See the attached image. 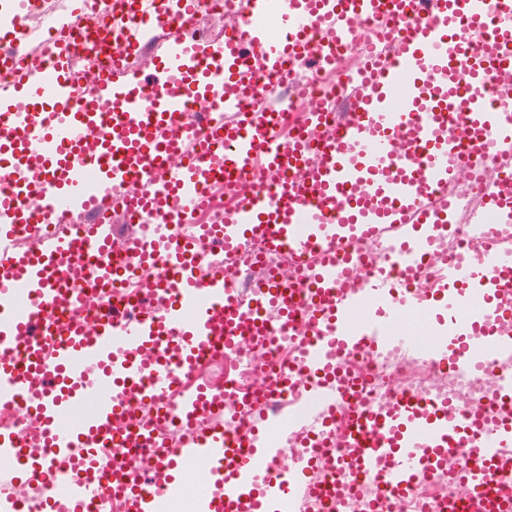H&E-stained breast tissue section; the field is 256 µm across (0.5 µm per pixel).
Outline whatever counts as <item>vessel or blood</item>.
Here are the masks:
<instances>
[{"instance_id": "1", "label": "vessel or blood", "mask_w": 512, "mask_h": 512, "mask_svg": "<svg viewBox=\"0 0 512 512\" xmlns=\"http://www.w3.org/2000/svg\"><path fill=\"white\" fill-rule=\"evenodd\" d=\"M230 2L240 24L220 43L196 35L195 0H181L177 13L154 14L148 26L127 17L120 35L131 46L141 45L152 28L179 31L149 79L127 77L118 58L89 76L70 69L64 36L56 43V64L46 70L29 68L18 56L0 57V65L15 72L11 84L0 86V181L7 185L0 194V405L29 400L33 379L51 384L33 400L46 453L32 469L43 479L45 504L63 496L71 512H88L101 503L105 487L95 480L78 477L62 486L54 475L76 466L80 449L107 446L118 396L160 400L177 389L173 417L194 415L204 397L183 383L198 349L220 355L241 337L264 330L255 313L267 304L280 305L286 322L302 316L313 328L316 339L307 345L299 370L311 376L309 393L323 410L350 399L352 388L344 379L324 375L332 355L385 346L389 320L404 312L388 273L357 274L348 244L390 229L407 255L429 253L443 222L428 207L430 194L447 186L460 168L476 175L489 157L512 155V106H490L484 96L491 72L512 67V0H431L420 17L413 14L415 0ZM270 16L279 21V37L268 32ZM360 21L396 37L399 58L352 86L347 117L337 121L331 137L311 140L329 120L327 112L315 109L303 117L306 137L274 146L275 113L264 103L276 96L288 65L312 54L328 57L331 44L344 41ZM317 27L329 28L333 38L313 53L308 38ZM255 52L263 62L259 73L251 68ZM86 81L94 93L77 99L75 88ZM193 96L209 105L201 132L177 122ZM248 102L260 104V111H244ZM228 111L240 113V120L225 121ZM403 134L411 136L417 157L394 154L392 141ZM187 144L193 147L189 157L170 163L171 154ZM217 151L224 155L220 170L213 165ZM313 152L317 163L306 167ZM258 161L274 169H307V179L281 181L239 202L217 225L215 240L227 252L255 238L274 250L321 252V262L305 271L316 297L306 313L293 286L276 278L257 283L247 307L222 272L199 278V257L178 229L202 205L209 181L223 176L225 190H232L235 177ZM159 169L167 174L162 192L127 202L129 212L152 214L155 235L131 240L127 256H113L112 235L100 224L52 238L32 253L7 248L18 228L38 232L63 214L101 208L112 191ZM489 198L499 211L495 219H477L486 238L482 254L474 260L449 256L441 287L416 301L424 313L440 307L437 321L446 328L441 343L449 359L474 368L482 366L488 350L512 354V335L488 328L512 316V249L502 248L500 240L502 222L512 218V194L497 190ZM79 258L90 268L75 285L71 272ZM155 260L162 276L145 288L144 300L130 302L121 313L103 311L89 328L55 321L61 308L80 306L84 292L111 285L126 263ZM354 276L355 288L349 285ZM475 304L485 313V326L468 319ZM360 308L367 316L359 323L354 314ZM171 342L179 344V357L141 360L145 348ZM21 343L25 357L4 360ZM75 407L83 410L80 419L65 423L63 414ZM344 445L355 449L357 462L337 464L335 487H354L359 470L385 461L389 491L410 489L448 453L478 449L465 473L489 496L484 512H512V499L490 495L503 478V453L512 447L511 416L465 425L447 405L429 407L402 396L392 406L356 413ZM22 446L19 432L0 429L1 460L18 459ZM283 453L269 433L240 441L218 428L161 452L159 460L166 471L191 461L208 463L212 490L199 499L196 512H282L291 482L268 464ZM178 487L171 477L158 492L145 481L130 485L125 470L110 471L109 488L126 492L128 512H158L161 495H173Z\"/></svg>"}]
</instances>
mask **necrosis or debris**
I'll use <instances>...</instances> for the list:
<instances>
[{"label":"necrosis or debris","mask_w":512,"mask_h":512,"mask_svg":"<svg viewBox=\"0 0 512 512\" xmlns=\"http://www.w3.org/2000/svg\"><path fill=\"white\" fill-rule=\"evenodd\" d=\"M82 4L92 7L99 19L111 26L120 24L127 14L144 18L157 11H172L175 7L174 0H82ZM65 9L66 0H8L7 7L0 9V26L24 32L22 51L31 68L50 67L54 38L49 21ZM239 22L238 11L229 8L226 0H197L193 26L203 35L216 41L223 40ZM72 28L71 60L78 69L97 70L116 52L123 55L126 68L135 69L150 56L149 51L132 48L117 38L105 40L101 52H90L82 43L81 21H73ZM399 49V42L382 39L373 24L361 22L353 35L337 47L332 63L311 70L306 60L295 61V77L286 85L288 114L278 128L279 140H286L297 131L298 118L306 110L321 108L339 112L344 97L341 81L348 76H357L371 57L391 59ZM511 175L512 159L507 157L487 160L476 176L469 169L460 168L444 193L432 200L433 206L438 207L443 200L452 198L457 206L430 253L412 262L389 237L360 239L352 243L351 249L359 258L362 271L385 269L399 285L410 288L412 293L429 294L445 275L449 254L474 258L484 249L485 238L477 228L474 216L483 210L485 196L475 190V180H482L486 189H491ZM198 251L202 257L200 276L222 271L225 279L238 286L240 299L245 304L250 301L253 286L269 270L297 281L303 267L316 261L312 255L299 259L285 252L265 253L257 245L227 254L205 240L199 241ZM159 276L160 267L156 264L127 267L117 285L92 294L91 301L100 307L107 306L117 298L134 294L138 287L156 281ZM262 317L274 328V335L252 337L225 352L223 359L204 356L197 362L196 379L223 392V405L207 409L191 421L180 422L167 416L165 404L146 399L127 400L112 421L113 436L125 434L136 422L154 432L160 444L170 449L189 443L219 426L241 436L250 434L267 405L266 396L276 385L280 368L300 359L302 343L308 336L305 329L284 328L277 307L264 308ZM433 348V342L424 340L411 354L391 343L382 349L361 348L341 356L340 364L353 376L363 379L364 385L355 399L337 409V418L346 419L357 410L387 407L398 396L411 395L429 404L449 402L466 421L495 412L498 394L512 391V358L491 355L480 370L448 369L435 362ZM0 428L14 429L22 434L24 461L43 457L42 425L33 408L0 405ZM342 439L340 426L320 430L312 425L289 432L283 438L284 454L275 461V469L284 471L298 465L305 477L297 512H330L316 491L328 478L333 451L339 449L344 456H351V449L342 448ZM477 454V449L462 448L448 455L436 473L420 476L414 489L406 494H385L383 467L362 472L353 490L340 495L337 512H372L378 501L384 502V512H448L449 508L460 504L476 503L475 484L459 477L458 471L464 462ZM96 460L93 475L97 478L114 463L151 481L163 474L154 457H130L117 447L98 449Z\"/></svg>","instance_id":"necrosis-or-debris-1"}]
</instances>
